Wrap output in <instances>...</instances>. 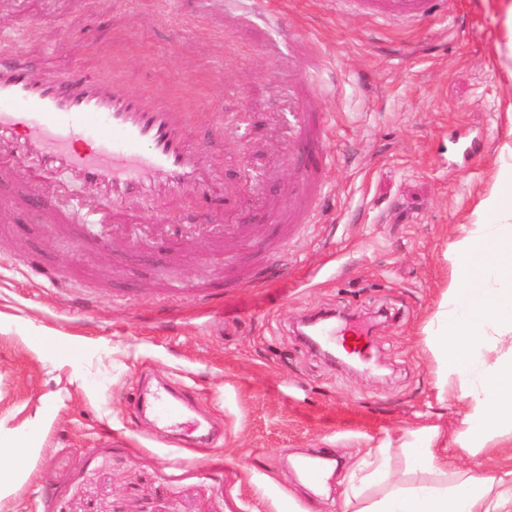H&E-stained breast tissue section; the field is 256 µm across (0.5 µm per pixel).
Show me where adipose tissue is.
I'll use <instances>...</instances> for the list:
<instances>
[{
	"mask_svg": "<svg viewBox=\"0 0 512 512\" xmlns=\"http://www.w3.org/2000/svg\"><path fill=\"white\" fill-rule=\"evenodd\" d=\"M483 222L462 237L453 256L452 281L426 328L437 362L440 392L466 404L463 446L506 466L486 474L457 470L417 431L393 460L369 448L350 467L356 481L342 512H512V164L499 170L493 191L478 205Z\"/></svg>",
	"mask_w": 512,
	"mask_h": 512,
	"instance_id": "1",
	"label": "adipose tissue"
}]
</instances>
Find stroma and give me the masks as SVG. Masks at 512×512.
<instances>
[{
  "instance_id": "stroma-1",
  "label": "stroma",
  "mask_w": 512,
  "mask_h": 512,
  "mask_svg": "<svg viewBox=\"0 0 512 512\" xmlns=\"http://www.w3.org/2000/svg\"><path fill=\"white\" fill-rule=\"evenodd\" d=\"M505 0H451L410 27L337 11L334 0H274L270 20L300 28L298 71L322 83L332 116L319 221L276 260L251 247L228 263L200 239L163 247L97 244L85 227L49 229L0 184V444L37 427L35 451L0 512H341L352 456L398 449L436 426L464 470L487 467L458 437L464 402L441 395L424 327L451 280L454 244L472 231L512 145V51ZM227 0H17L0 36L24 43L55 76L96 71L110 32L139 26L126 49L128 88L181 77L210 138L225 112L260 122L256 154L273 156L287 97L273 54L224 25ZM190 22L186 41L175 27ZM38 257L74 287L25 281ZM266 272L262 284L244 276ZM223 293L220 306L168 309L165 280ZM316 311L359 315L368 362L349 370L294 333ZM186 385L215 436L183 445L131 406L143 387ZM337 460L322 494L295 462Z\"/></svg>"
}]
</instances>
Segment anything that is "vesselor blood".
Wrapping results in <instances>:
<instances>
[{"instance_id": "1", "label": "vessel or blood", "mask_w": 512, "mask_h": 512, "mask_svg": "<svg viewBox=\"0 0 512 512\" xmlns=\"http://www.w3.org/2000/svg\"><path fill=\"white\" fill-rule=\"evenodd\" d=\"M267 0H247L234 17L238 28L253 29L256 41L274 52L283 66L292 68L296 57L290 44L300 42L299 32L255 26V14ZM339 11L376 22L410 26L447 11L448 0H336ZM132 31L111 38L99 50L100 65L111 71L112 81L94 78L79 67L63 77H44L35 67L22 43L0 41V177L35 185L46 171L65 173L102 200L104 211L89 221L88 230L105 241L106 227L126 223L125 203L143 197L169 204L191 194L224 202L223 230L209 224H151L135 228L136 238L162 236L169 250L186 240L209 236L224 244L245 242L254 235L255 217L275 224L310 223L312 203L326 188L324 168L311 163L299 168L294 180L280 183L278 170L262 174L245 171V180L258 189L250 208H242L238 185L217 177L206 156L208 144H193L194 99L183 95L179 84L163 89L152 87L134 92L120 81L125 69L124 45ZM291 108L285 114L290 132V150L323 147L332 125L319 104L312 78L299 77L289 90ZM279 184L278 194L267 192ZM171 304L212 305L214 293L188 285L164 289ZM194 400L191 388L155 391L137 398V408L148 411L155 421L189 425Z\"/></svg>"}]
</instances>
